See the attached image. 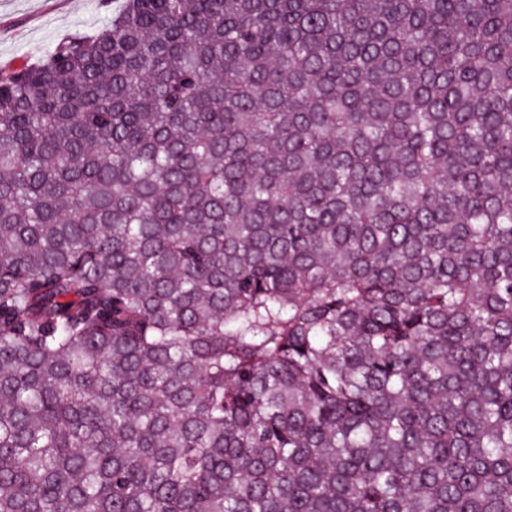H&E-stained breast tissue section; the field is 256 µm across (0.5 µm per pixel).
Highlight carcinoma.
Listing matches in <instances>:
<instances>
[{
  "instance_id": "cac0c4a2",
  "label": "carcinoma",
  "mask_w": 512,
  "mask_h": 512,
  "mask_svg": "<svg viewBox=\"0 0 512 512\" xmlns=\"http://www.w3.org/2000/svg\"><path fill=\"white\" fill-rule=\"evenodd\" d=\"M0 512H512V0L1 68Z\"/></svg>"
}]
</instances>
